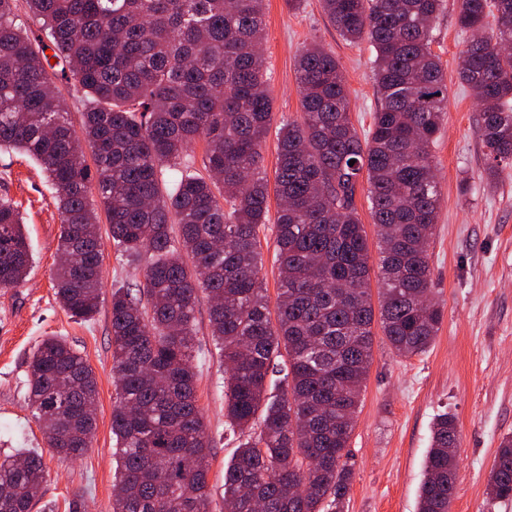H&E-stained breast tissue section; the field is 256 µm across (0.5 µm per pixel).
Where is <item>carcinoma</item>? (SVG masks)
<instances>
[{"label":"carcinoma","instance_id":"1","mask_svg":"<svg viewBox=\"0 0 512 512\" xmlns=\"http://www.w3.org/2000/svg\"><path fill=\"white\" fill-rule=\"evenodd\" d=\"M0 0V150L45 173L58 204L64 260L56 298L72 315L99 311L103 205L113 245L144 262V283L112 290V512H209V441L195 396L191 323L210 298L211 335L228 374L224 417L260 431L224 469V512H345L349 441L372 357L368 242L355 208L368 184L380 249L379 320L392 348L425 352L443 320L428 245L441 207L431 147L448 103L433 53L443 0H321L343 40L375 50L380 108L359 136L336 54L298 51L301 121L278 130L273 263L277 317L261 276L267 223L262 144L273 119L263 0ZM471 34L459 79L480 104L487 181L512 162V0H459ZM65 65L86 105L76 131L48 70ZM202 137L206 174L187 152ZM93 149L88 164L81 141ZM354 165H349V161ZM17 206L0 197V289L33 264ZM282 366L285 388L268 396ZM97 383L64 339L29 361L28 403L47 447L72 459L91 445ZM452 416L435 418L417 512H449L458 479ZM47 472L35 449L0 458V512H33ZM487 494L512 500V435L502 438Z\"/></svg>","mask_w":512,"mask_h":512}]
</instances>
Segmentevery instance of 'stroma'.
<instances>
[{"label": "stroma", "mask_w": 512, "mask_h": 512, "mask_svg": "<svg viewBox=\"0 0 512 512\" xmlns=\"http://www.w3.org/2000/svg\"><path fill=\"white\" fill-rule=\"evenodd\" d=\"M262 53L269 67L274 123L300 118L296 52L318 41L339 58L351 101V121L368 133L380 106L369 42L346 43L320 0H264ZM457 0H444L432 49L448 79L444 129L432 147L442 195L429 261L444 317L433 345L413 356L396 354L375 334L372 360L350 440L354 478L346 512H416L431 427L442 412L456 419L458 480L450 512H512L490 500L486 483L496 450L512 434V164L495 187L483 173L485 147L479 107L457 74L470 40L456 21ZM17 203L33 265L18 287L0 289V457L23 448L41 450L48 473L42 502L54 512H112L113 456L111 295L142 282V265L103 242V287L96 316L83 320L62 308L52 278L58 264L61 220L44 172L28 156L0 153V196ZM210 302L195 309L196 395L212 448L208 482L211 512H224V470L245 435L225 426L224 365L209 323ZM66 339L93 369L98 386L96 429L90 448L76 460L47 448L27 405L28 363L42 340Z\"/></svg>", "instance_id": "stroma-1"}]
</instances>
